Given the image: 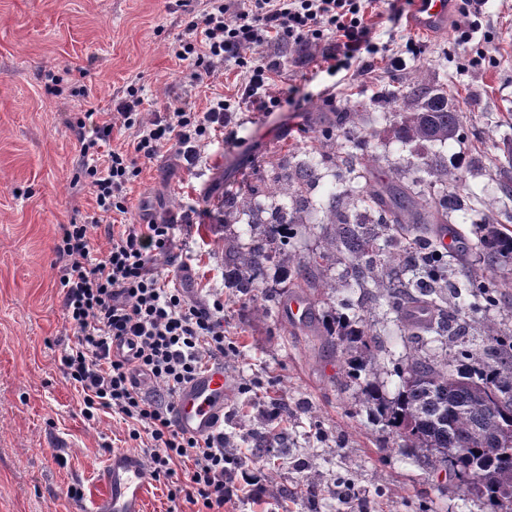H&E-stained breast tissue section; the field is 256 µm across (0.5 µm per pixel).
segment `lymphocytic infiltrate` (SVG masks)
I'll use <instances>...</instances> for the list:
<instances>
[{
    "label": "lymphocytic infiltrate",
    "instance_id": "f902f5d3",
    "mask_svg": "<svg viewBox=\"0 0 512 512\" xmlns=\"http://www.w3.org/2000/svg\"><path fill=\"white\" fill-rule=\"evenodd\" d=\"M376 0H206L171 46L202 83L216 64L233 63L231 94L204 111L167 105L144 117L143 97L127 88L113 98L108 116L85 112L72 124L80 171L88 179L101 216L128 211V187L140 174L136 157L154 159L175 148L187 169L200 162L199 146L232 125L235 112L274 104L270 90L288 62L260 54L268 44L319 47L314 73H338L357 61L356 76L369 78L375 46L368 17ZM132 131L131 150L112 146L114 128ZM173 225L122 224L109 230L110 247L95 256L88 222L65 224L55 247L64 261L62 307L77 340L64 351L63 373L82 397L85 420L111 411L140 443L154 480L184 467L185 480L169 491L197 512H222L248 494L246 479L227 468L223 431L197 437L180 431L174 413L179 391L203 369L224 358V301L202 300L170 287L156 259L171 253Z\"/></svg>",
    "mask_w": 512,
    "mask_h": 512
}]
</instances>
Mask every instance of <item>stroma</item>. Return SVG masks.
<instances>
[{
  "label": "stroma",
  "mask_w": 512,
  "mask_h": 512,
  "mask_svg": "<svg viewBox=\"0 0 512 512\" xmlns=\"http://www.w3.org/2000/svg\"><path fill=\"white\" fill-rule=\"evenodd\" d=\"M198 8L199 0H0V512H88L106 460L134 449L118 418L85 421L60 362L76 332L64 316L54 247L61 225L95 212L89 185L74 180L80 145L70 123L92 108L107 111L131 85L148 112L169 103L202 111L231 92V66L216 65L207 85L194 86L189 67L170 53ZM381 9L373 41L401 51L404 68L377 67L374 83L335 98L334 77L290 62L272 111L237 113L232 140L203 145L197 172L167 147L139 159L141 174L128 189L127 223L175 227L171 285L224 296V329L235 345L223 363L230 386L224 432L256 482L254 496L226 512H490L457 493L446 472L381 446L375 416L344 383L340 352L319 330L282 319L270 289L257 292L268 306L261 314L226 288L224 246L212 230L219 219L213 188L237 192L263 175L264 160L288 151L307 158L312 131L332 118L336 153L324 166L337 190L355 196L367 188L366 170L383 180L398 171L426 197L435 186L423 167L436 157L462 168L463 194L492 200L491 210L455 212L449 224H482L492 213L512 233V196L499 189L512 141V0H494L482 27L498 48L496 62L468 71L459 68L453 23L424 32L408 23V0H383ZM412 82L447 86L456 105L471 101L458 139L422 148L401 142L400 94ZM360 100L369 118L356 125L347 115ZM336 296L369 312L384 364L378 384L393 396V365L409 350L400 325L361 289L340 287ZM313 472L325 487L315 498L306 491ZM340 479L349 480L350 493L334 492ZM73 484L81 497L67 496ZM278 487L287 495L275 496Z\"/></svg>",
  "instance_id": "obj_1"
}]
</instances>
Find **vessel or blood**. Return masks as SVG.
<instances>
[{
	"label": "vessel or blood",
	"mask_w": 512,
	"mask_h": 512,
	"mask_svg": "<svg viewBox=\"0 0 512 512\" xmlns=\"http://www.w3.org/2000/svg\"><path fill=\"white\" fill-rule=\"evenodd\" d=\"M415 22L429 31L448 19V0H410ZM229 393L224 370L216 366L196 376L178 394L176 422L186 434L205 436L216 430ZM103 494L93 512H143L144 492L151 476L146 461L133 452L110 457L100 473Z\"/></svg>",
	"instance_id": "obj_1"
}]
</instances>
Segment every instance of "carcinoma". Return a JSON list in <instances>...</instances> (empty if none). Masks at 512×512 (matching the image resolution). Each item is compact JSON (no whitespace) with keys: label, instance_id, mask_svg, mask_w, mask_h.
Returning a JSON list of instances; mask_svg holds the SVG:
<instances>
[{"label":"carcinoma","instance_id":"cac0c4a2","mask_svg":"<svg viewBox=\"0 0 512 512\" xmlns=\"http://www.w3.org/2000/svg\"><path fill=\"white\" fill-rule=\"evenodd\" d=\"M399 133L406 143L447 142L464 130L463 115L448 102V93L418 85L403 96ZM315 152H336L334 128L314 134ZM441 186L422 202L411 187L393 177L356 198L376 220L372 227L352 224L347 197L331 193L321 204L324 243L320 251L302 256L285 248L294 226L306 221L310 201L306 187L319 178L316 165L278 161L270 175L234 194L221 197L219 228L226 236L224 283L244 300H254L265 270L282 271L274 299L302 288L336 293L328 265L346 261L351 288L371 289L377 301L396 315L408 339L433 344L442 353L419 349L394 366L396 393L382 394L381 370L371 326L363 316L311 313L308 323L321 324L324 343L344 355V373L359 403L377 414L383 431L399 449L423 466L449 471L465 495H474L493 512H512V335L496 323L478 320L448 306L453 263L461 256L444 248L438 233L448 216L462 207L463 172L443 165L430 167ZM471 251L492 257L512 255V235L498 224H476ZM466 287L488 306L497 305L501 284L489 274L467 279ZM480 330L490 342L480 357L467 345L470 332ZM460 347L448 350V340Z\"/></svg>","mask_w":512,"mask_h":512}]
</instances>
